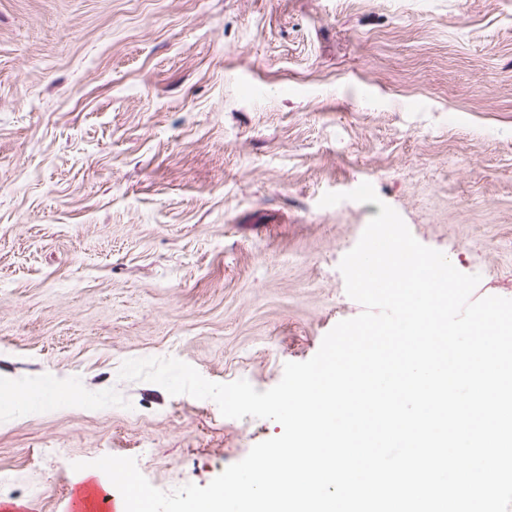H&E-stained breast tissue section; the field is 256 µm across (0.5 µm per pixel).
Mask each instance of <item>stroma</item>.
I'll return each instance as SVG.
<instances>
[{
    "label": "stroma",
    "instance_id": "1",
    "mask_svg": "<svg viewBox=\"0 0 512 512\" xmlns=\"http://www.w3.org/2000/svg\"><path fill=\"white\" fill-rule=\"evenodd\" d=\"M364 182L512 298V0H0V503L63 512L106 455L203 487L279 436L118 370L275 386L362 311L380 204L319 201Z\"/></svg>",
    "mask_w": 512,
    "mask_h": 512
}]
</instances>
